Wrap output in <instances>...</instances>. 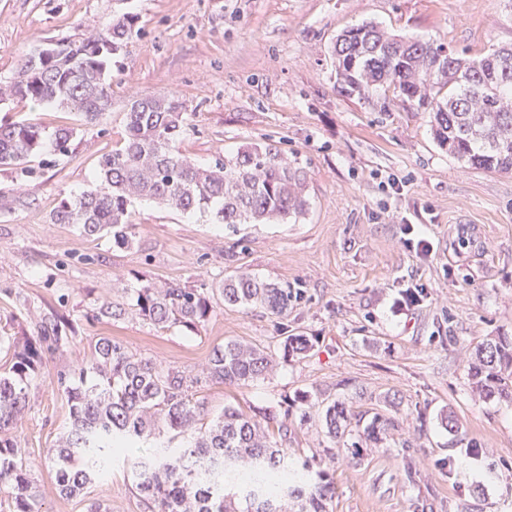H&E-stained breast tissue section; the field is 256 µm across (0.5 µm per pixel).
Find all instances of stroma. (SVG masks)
<instances>
[{
    "mask_svg": "<svg viewBox=\"0 0 512 512\" xmlns=\"http://www.w3.org/2000/svg\"><path fill=\"white\" fill-rule=\"evenodd\" d=\"M123 13L138 33L112 57L111 109L79 124L69 155L48 147L29 172L0 167V371L11 364L6 339L30 333L36 311L57 310L74 327L46 352L18 426L40 512H89L95 501L109 512H151L123 462L74 497L59 494L46 463L70 427L57 376L102 336L196 376L225 341L271 349L268 378L225 386L199 376L192 392L212 416L228 404L287 415L280 447L334 474L329 512H512V405L484 399L466 373L477 345L512 335V175L448 156L427 113L397 104L382 112L340 95L330 56L336 35L365 21L473 54L510 45L512 0H0V82L35 47L80 40ZM162 93L187 107L178 147L194 161L272 143L304 167L307 215L231 228L141 202L128 248L50 223L122 143L130 96ZM24 117L50 133L78 124L51 105L0 103L1 123ZM419 235L430 254L417 248ZM237 271L299 296L283 316L219 302L194 330L95 317L103 300H125L145 281L207 288ZM297 334L313 347L287 357L281 342ZM302 391L394 426L377 444L357 431L334 443L319 410L307 420L287 413ZM449 412L454 434L441 424Z\"/></svg>",
    "mask_w": 512,
    "mask_h": 512,
    "instance_id": "1",
    "label": "stroma"
}]
</instances>
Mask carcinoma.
<instances>
[{"label":"carcinoma","instance_id":"carcinoma-1","mask_svg":"<svg viewBox=\"0 0 512 512\" xmlns=\"http://www.w3.org/2000/svg\"><path fill=\"white\" fill-rule=\"evenodd\" d=\"M135 33L123 15L92 29L79 41L62 42L22 60L14 78L0 83V102L20 99L54 104L93 122L112 107L105 83L110 55ZM337 91L377 99L380 111L397 103L429 114L438 146L470 169L512 172V47L482 54L447 51L441 42L391 34L373 22L344 28L332 47ZM187 129L185 104L173 95L134 97L125 113L123 145L98 161V186L52 212L54 224H75L86 237L108 236L118 247L132 243L134 204L149 200L183 213H203L216 224H270L297 220L309 209L307 172L270 144L247 143L202 165L177 143ZM75 134L62 128L47 135L32 119L0 124V166L29 172L28 163L51 138L55 151L70 153ZM298 293L286 285L238 272L211 290L180 282L162 287L146 281L127 301L106 300L96 319L122 320L135 314L166 328H195L213 310V299L229 306L259 305L275 315L288 312ZM71 326L55 310L34 317L32 334L14 345L12 364L0 374V483L12 489V512H39V493L14 430L28 405V386L45 348L68 338ZM312 348L309 337L288 336L291 357ZM263 347L227 341L213 348L206 366L210 380L244 386L273 368ZM468 378L487 400L512 404V336L499 334L479 346ZM197 378L163 368L101 337L87 362L57 378L67 397L70 428L51 448L59 494L72 497L102 477L112 461L127 462L135 487L157 512H328L335 483L324 469L300 464L278 447L286 426L253 408L249 415L226 406L202 422L204 404L192 401ZM330 438L351 432L353 414L339 400L323 413ZM389 421L374 413L363 427L382 440ZM187 436L182 448L159 444L142 450L155 434ZM213 462L197 475L194 459Z\"/></svg>","mask_w":512,"mask_h":512}]
</instances>
